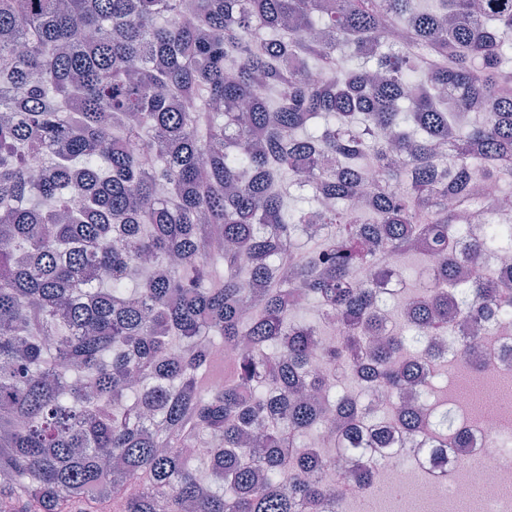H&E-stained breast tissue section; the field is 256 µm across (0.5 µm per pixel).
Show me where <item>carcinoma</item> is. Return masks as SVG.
Wrapping results in <instances>:
<instances>
[{
	"mask_svg": "<svg viewBox=\"0 0 512 512\" xmlns=\"http://www.w3.org/2000/svg\"><path fill=\"white\" fill-rule=\"evenodd\" d=\"M504 176L512 0H0V512H336L337 453L465 446L446 402L376 431L339 386L431 396L432 337L512 329V265L469 277Z\"/></svg>",
	"mask_w": 512,
	"mask_h": 512,
	"instance_id": "1",
	"label": "carcinoma"
}]
</instances>
